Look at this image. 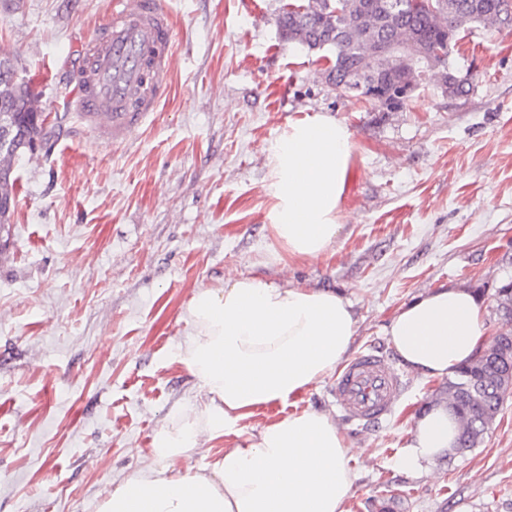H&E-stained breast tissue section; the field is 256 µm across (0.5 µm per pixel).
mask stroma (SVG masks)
Segmentation results:
<instances>
[{
    "label": "stroma",
    "mask_w": 512,
    "mask_h": 512,
    "mask_svg": "<svg viewBox=\"0 0 512 512\" xmlns=\"http://www.w3.org/2000/svg\"><path fill=\"white\" fill-rule=\"evenodd\" d=\"M171 87L126 141L60 114L108 0H0V55L44 113L49 141L14 166L0 251V512H98L154 462L157 433L202 409L177 358L187 306L242 275L334 290L357 318L352 352L396 363L385 329L414 297L473 290L489 336L512 328V31H460L468 97L427 80L395 112L341 95L317 52L283 41V0H166ZM353 132L341 230L318 258L280 259L269 229L271 149L307 113ZM398 366L388 420L340 424L358 478L348 512H512V397L483 441L415 478L395 461L441 382Z\"/></svg>",
    "instance_id": "obj_1"
}]
</instances>
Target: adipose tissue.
Returning <instances> with one entry per match:
<instances>
[{
  "instance_id": "obj_1",
  "label": "adipose tissue",
  "mask_w": 512,
  "mask_h": 512,
  "mask_svg": "<svg viewBox=\"0 0 512 512\" xmlns=\"http://www.w3.org/2000/svg\"><path fill=\"white\" fill-rule=\"evenodd\" d=\"M352 146L350 128L319 113L289 122L273 146L269 228L287 257L316 258L335 243ZM187 316L192 332L179 358L208 402L160 430L154 465L114 489L99 512H347L352 448L328 414L307 409L251 430L242 422L335 371L356 332L350 301L248 275L198 289ZM387 335L399 362L426 380L454 375L487 345L475 295L454 285L405 304ZM457 433L447 406L413 416L397 469L430 472ZM204 435L223 438V453L202 468L179 467Z\"/></svg>"
}]
</instances>
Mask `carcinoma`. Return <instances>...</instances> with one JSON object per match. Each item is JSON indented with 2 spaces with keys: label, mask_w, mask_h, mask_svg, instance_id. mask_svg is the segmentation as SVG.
I'll use <instances>...</instances> for the list:
<instances>
[{
  "label": "carcinoma",
  "mask_w": 512,
  "mask_h": 512,
  "mask_svg": "<svg viewBox=\"0 0 512 512\" xmlns=\"http://www.w3.org/2000/svg\"><path fill=\"white\" fill-rule=\"evenodd\" d=\"M429 0H305L285 3L276 18L282 39L309 51H328L326 71L343 95L354 97L358 84H375L383 94L392 93L393 74L374 69L372 51L377 42L412 43L434 56L439 71L450 67L448 44L473 24L500 29L512 26L508 0H440L434 9ZM46 116L25 82L16 80V65L0 57V230L10 234L14 211V164L18 147L43 142ZM497 310L512 320V282L497 289ZM511 350L508 360L488 347L473 362L455 373L443 389L448 409L459 428L455 450L476 447L493 424L503 401L499 386L512 376V334L499 335L498 348Z\"/></svg>",
  "instance_id": "1"
}]
</instances>
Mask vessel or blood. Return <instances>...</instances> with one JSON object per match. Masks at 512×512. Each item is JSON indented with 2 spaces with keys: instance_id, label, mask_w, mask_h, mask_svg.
<instances>
[{
  "instance_id": "b4317fda",
  "label": "vessel or blood",
  "mask_w": 512,
  "mask_h": 512,
  "mask_svg": "<svg viewBox=\"0 0 512 512\" xmlns=\"http://www.w3.org/2000/svg\"><path fill=\"white\" fill-rule=\"evenodd\" d=\"M173 48L166 0H110L104 24L82 49L70 111L113 141L126 140L165 96ZM401 391L396 370L376 350L351 358L330 388L343 419L361 425L385 419Z\"/></svg>"
}]
</instances>
